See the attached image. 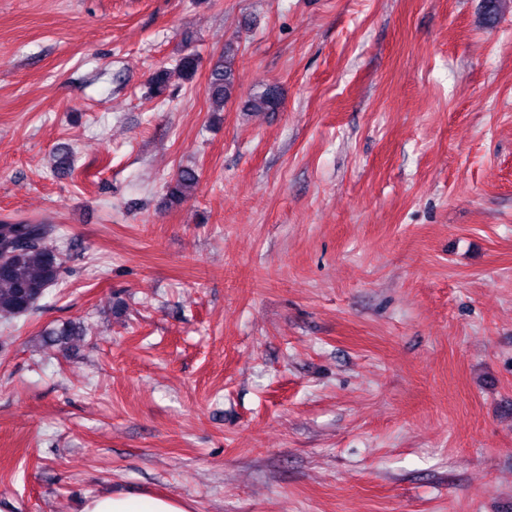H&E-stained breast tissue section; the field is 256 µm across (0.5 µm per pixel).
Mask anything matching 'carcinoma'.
I'll return each mask as SVG.
<instances>
[{
    "instance_id": "carcinoma-1",
    "label": "carcinoma",
    "mask_w": 512,
    "mask_h": 512,
    "mask_svg": "<svg viewBox=\"0 0 512 512\" xmlns=\"http://www.w3.org/2000/svg\"><path fill=\"white\" fill-rule=\"evenodd\" d=\"M199 58L189 51L182 54L175 70L186 80L196 74ZM171 70L161 65L154 69L150 83L155 94L160 96L167 89ZM234 92L232 58L227 56L217 62L211 70L208 97L214 112L224 111V105ZM280 104L277 87L268 86L251 95L248 107L256 112L273 111ZM198 182V173L193 168L179 170L167 185L170 203H180L187 189ZM52 229L30 220H0V255L4 256L8 270L0 271V319L12 320L30 313L45 296L47 290L60 279L63 253L49 242ZM82 335L81 328L68 326L52 329L42 336V342L52 346H69Z\"/></svg>"
}]
</instances>
